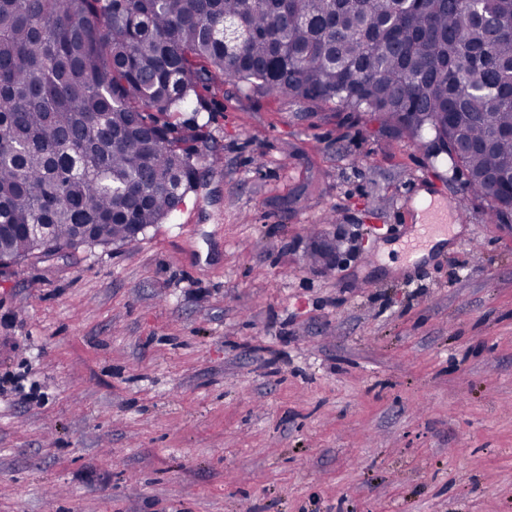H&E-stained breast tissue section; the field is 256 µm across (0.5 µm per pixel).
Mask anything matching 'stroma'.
<instances>
[{
    "label": "stroma",
    "instance_id": "35a3bbf8",
    "mask_svg": "<svg viewBox=\"0 0 512 512\" xmlns=\"http://www.w3.org/2000/svg\"><path fill=\"white\" fill-rule=\"evenodd\" d=\"M202 100L165 223L0 274V512H512V228L431 134Z\"/></svg>",
    "mask_w": 512,
    "mask_h": 512
}]
</instances>
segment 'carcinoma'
I'll return each mask as SVG.
<instances>
[{
    "mask_svg": "<svg viewBox=\"0 0 512 512\" xmlns=\"http://www.w3.org/2000/svg\"><path fill=\"white\" fill-rule=\"evenodd\" d=\"M226 77L428 129L497 220L512 207V0H0V253L164 223L199 159L177 113Z\"/></svg>",
    "mask_w": 512,
    "mask_h": 512,
    "instance_id": "obj_1",
    "label": "carcinoma"
}]
</instances>
